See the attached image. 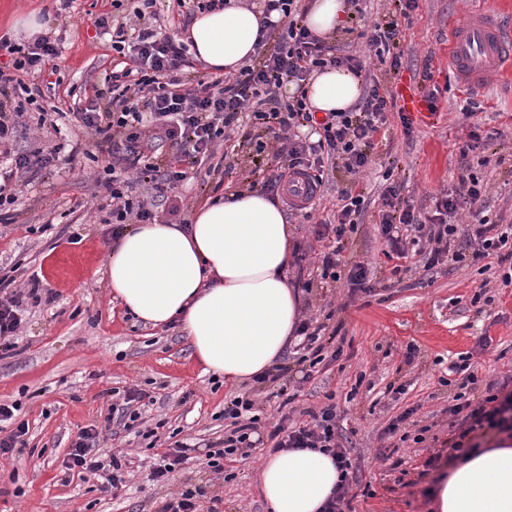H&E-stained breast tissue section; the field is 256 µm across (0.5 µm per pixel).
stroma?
Segmentation results:
<instances>
[{"mask_svg": "<svg viewBox=\"0 0 512 512\" xmlns=\"http://www.w3.org/2000/svg\"><path fill=\"white\" fill-rule=\"evenodd\" d=\"M205 3L157 0L162 34L181 40L189 18ZM505 3L512 0H418L417 9L400 21L403 57L397 73L369 57L364 44L351 42L366 58L362 83L375 77L393 93L413 83L420 96H433L434 109L412 113L409 134L398 113H389L388 141L378 152L393 160V173L377 165L357 175L337 171L312 216L287 211L291 236L311 266L325 249L315 231L334 221L339 191L349 187L369 201L362 224L347 234L338 255L340 281L332 287L314 283L306 296L312 315L338 328L343 353L306 383L291 370L287 385L298 408L334 401L356 478L371 490L353 500V512H432L433 483L424 469L449 438L448 407L457 391L444 383L449 365L473 353L481 388L512 376V284H503L497 257L470 256L424 271L419 256L387 258L378 217L388 182L402 183V199L423 215L432 196L454 191L460 149L474 134L489 159L473 168L485 183L489 214L512 218V79L493 77L473 89L448 64L449 26L476 7ZM137 5L138 0H0V35H14L18 18L34 13L51 17L50 36L61 46L52 72L33 77L45 88L43 109L20 118L13 149L30 155L62 148L55 165L24 174L14 186L16 203L0 210V278L24 293L27 308L20 335L0 354V401L19 402L16 418L29 424L23 451L0 457V512H157L165 498L194 486L219 495L221 512H268L259 477L271 449L267 443L249 458L226 464V478L193 459L166 486L148 483L151 465L175 442L190 438L203 449L223 439L224 408L234 396H254L269 428L283 410L276 385L213 382L178 326L145 325L107 286L104 261L116 232L112 199L103 187L111 159L99 138L63 135L59 115L86 106L108 88L116 53L110 35L96 31L97 17L122 15ZM426 68L432 73L428 81L421 78ZM186 172L170 193L182 198L181 217L188 220L230 188L220 184L209 162L187 166ZM359 262L373 274V291L352 295L345 279ZM411 346L416 353L409 361ZM392 383L405 385V393L388 392ZM132 388L150 398L141 412L159 426L155 447L134 433L103 428L122 391ZM407 410L411 424L426 430L423 443L384 433ZM91 425L103 429L99 447L131 460L130 482L119 497L63 465L80 430ZM385 450L403 459L402 468L389 469L381 459Z\"/></svg>", "mask_w": 512, "mask_h": 512, "instance_id": "obj_1", "label": "stroma"}]
</instances>
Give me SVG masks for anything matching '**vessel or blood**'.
<instances>
[{
	"mask_svg": "<svg viewBox=\"0 0 512 512\" xmlns=\"http://www.w3.org/2000/svg\"><path fill=\"white\" fill-rule=\"evenodd\" d=\"M449 61L458 78L479 85L512 72V12L479 7L449 33Z\"/></svg>",
	"mask_w": 512,
	"mask_h": 512,
	"instance_id": "b4317fda",
	"label": "vessel or blood"
}]
</instances>
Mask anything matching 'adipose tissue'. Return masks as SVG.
<instances>
[{"mask_svg":"<svg viewBox=\"0 0 512 512\" xmlns=\"http://www.w3.org/2000/svg\"><path fill=\"white\" fill-rule=\"evenodd\" d=\"M260 13L234 6L197 14L188 32L196 59L234 73L255 53ZM314 112L349 110L361 95L358 74L314 72L305 88ZM288 224L264 194L244 191L209 202L191 224L127 227L105 258L113 296L145 324L180 322L204 372L240 382L262 375L286 348L299 296L288 284ZM440 476L438 512H512V432L488 435ZM339 472L319 450L280 449L261 466L270 512H322Z\"/></svg>","mask_w":512,"mask_h":512,"instance_id":"ef3b65f1","label":"adipose tissue"}]
</instances>
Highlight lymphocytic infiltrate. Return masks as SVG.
Returning a JSON list of instances; mask_svg holds the SVG:
<instances>
[{
    "label": "lymphocytic infiltrate",
    "mask_w": 512,
    "mask_h": 512,
    "mask_svg": "<svg viewBox=\"0 0 512 512\" xmlns=\"http://www.w3.org/2000/svg\"><path fill=\"white\" fill-rule=\"evenodd\" d=\"M143 9L132 19L113 25L107 17L95 21L101 31L112 34V48L121 57L110 75L113 94L98 97L74 118L80 126L101 137L113 164L137 169L141 182L150 185L155 199L133 202L124 199L116 181H105L117 206L112 211L117 223L169 224L181 210L178 200L166 197L167 185L184 180L186 162H198L214 152L216 139L224 141V176L238 174V149L241 140L235 134V122L243 110H250L251 128L256 142V160L249 175L260 184L263 193L278 196L286 185L301 183L307 195L308 209L322 199L321 189L336 169L356 174L372 160L380 135L387 131V115L397 102L378 80H371L361 101L346 112H328L316 116L305 96L287 101L280 97L283 82L303 85L309 76L327 66L362 69L359 57L345 46L327 44L304 23L307 11L303 0H265L267 11L287 18L286 26L267 24L262 35L267 51H259L234 74H209L197 78L185 91L171 89L165 76L191 68L183 44L161 36L157 30L142 26L144 8L157 0H143ZM391 10L370 28L358 31L377 57H390L393 68H400L402 55L397 48L402 35L398 19L417 8L418 0H390ZM0 53L7 61L0 65V154L8 153L16 132L17 119L25 104L36 101L37 88H17L13 74L20 70L42 71L59 54L57 40L40 37L25 46L0 37ZM314 129L316 142L303 141L298 131ZM170 142L173 154L160 150ZM275 166L265 164V157ZM460 185L454 194L435 200L433 216L421 221L411 209H398V189L389 186L382 194L380 232L391 251L399 258L417 252L423 257L424 270H433L445 258L464 261L467 254L497 255L499 262H512V225L499 227L484 214L483 185L470 166H463ZM467 204L476 220L473 230L459 232L449 217L459 204ZM254 400L235 397L225 409L229 425L224 438L210 445L206 465L212 472L224 471L225 461L248 457L255 448L254 434L260 431V417L254 412ZM452 418V436L447 454H433L425 462L428 470L441 467L442 457L458 459L473 447V435L486 429L512 428V390L492 381L475 398L457 393L448 407ZM306 421L295 423L282 416L268 438L282 449H318L331 455L342 478L323 506L324 512H352L357 480L352 471L350 451L339 441L336 407L306 409ZM100 432L90 427L80 432L70 446L65 468L80 478L92 477L106 483L112 491L125 485V469L120 456L99 449Z\"/></svg>",
    "instance_id": "obj_1"
}]
</instances>
